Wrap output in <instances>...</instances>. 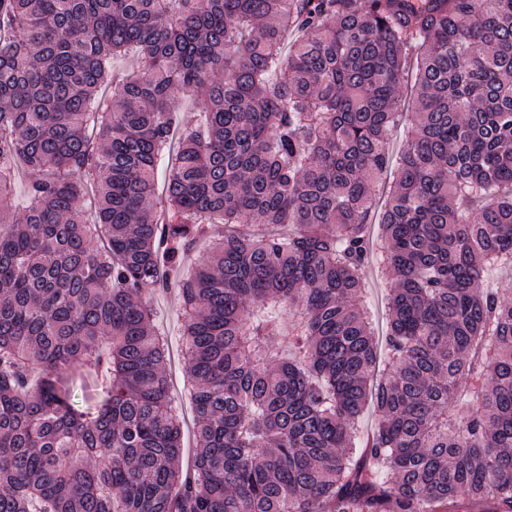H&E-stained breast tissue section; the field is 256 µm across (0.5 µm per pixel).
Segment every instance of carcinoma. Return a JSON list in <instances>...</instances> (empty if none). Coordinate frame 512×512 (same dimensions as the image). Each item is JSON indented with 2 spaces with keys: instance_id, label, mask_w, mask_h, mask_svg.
Masks as SVG:
<instances>
[{
  "instance_id": "obj_1",
  "label": "carcinoma",
  "mask_w": 512,
  "mask_h": 512,
  "mask_svg": "<svg viewBox=\"0 0 512 512\" xmlns=\"http://www.w3.org/2000/svg\"><path fill=\"white\" fill-rule=\"evenodd\" d=\"M186 95L205 121L158 193ZM2 201L0 512H512V0H0ZM213 215L178 282L184 470L150 302ZM81 368L109 385L93 415ZM387 288L383 283H371L370 302L374 312V321L377 335L382 334L387 317L386 307ZM166 370L169 374L170 381L172 384V393L175 399L180 401L183 414H184V428H183V453L181 456V464L183 468L192 465L195 458L196 441L193 436L194 427V414L191 409L188 398H181L179 395V383H180V370L178 366L170 359L167 360Z\"/></svg>"
}]
</instances>
